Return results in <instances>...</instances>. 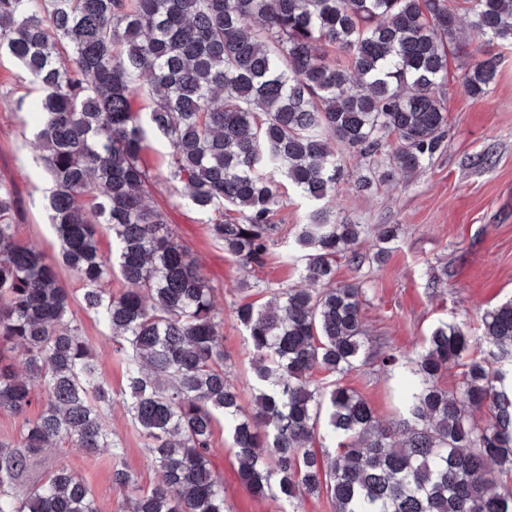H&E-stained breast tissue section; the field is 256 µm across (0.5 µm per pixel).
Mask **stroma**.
Here are the masks:
<instances>
[{"label": "stroma", "mask_w": 512, "mask_h": 512, "mask_svg": "<svg viewBox=\"0 0 512 512\" xmlns=\"http://www.w3.org/2000/svg\"><path fill=\"white\" fill-rule=\"evenodd\" d=\"M501 61L488 94L473 97L459 81L439 90L448 109V127L441 150L420 173L361 194L354 180L364 173L366 160L343 152L345 177L332 204L336 219L354 224H397L401 231L384 265L364 260L352 266L336 264V280L362 285V323L367 334V361L344 375L341 383L365 398L385 423L396 416L399 393L406 383L398 371L382 364L385 354L414 356L432 329L442 321L466 324L477 332L487 308L512 298V48L500 51ZM22 68L0 56V184L12 185L19 198L18 237L39 247L49 258L59 256V243L43 198L49 183L36 161L39 149L32 133L39 116L17 110L13 99L35 98ZM167 141L149 132L142 162L153 186L152 206L166 213L179 237L204 262L214 288L213 302L224 313V370L239 390L244 407H252V369L245 332L233 313L241 296L262 302L266 288L299 285L296 262L287 236H276L265 265L242 269L210 236L206 218L180 199L181 187L165 182ZM490 164H481L483 156ZM251 282L241 293V281ZM62 283L73 297L72 309L80 332L95 352L104 381L114 392L125 385L126 361L114 352L108 331L98 316L83 310L82 284L71 273ZM105 423L122 448L121 457L108 450L90 454L71 442L46 448L31 464L18 493L42 482L47 473L64 466L92 491L98 512H125L123 498L112 486V471L123 466L139 486L159 480L144 440L120 404H113ZM213 472L224 482L229 512H283L279 496H254L237 476L232 443L223 426H216L209 457Z\"/></svg>", "instance_id": "obj_1"}]
</instances>
